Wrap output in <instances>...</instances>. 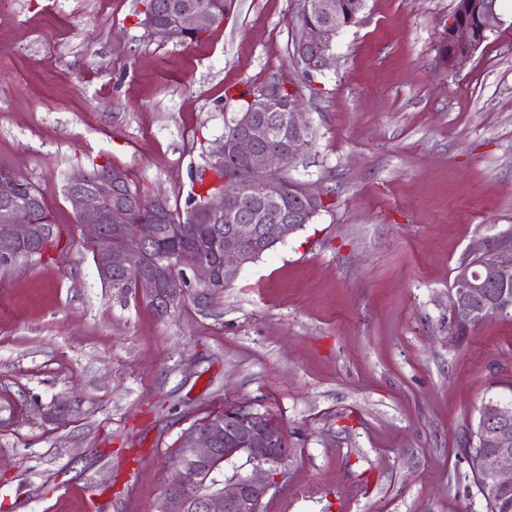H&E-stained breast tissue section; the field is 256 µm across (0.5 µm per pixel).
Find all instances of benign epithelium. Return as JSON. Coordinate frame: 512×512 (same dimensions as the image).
Segmentation results:
<instances>
[{
    "instance_id": "obj_1",
    "label": "benign epithelium",
    "mask_w": 512,
    "mask_h": 512,
    "mask_svg": "<svg viewBox=\"0 0 512 512\" xmlns=\"http://www.w3.org/2000/svg\"><path fill=\"white\" fill-rule=\"evenodd\" d=\"M142 25L146 32L166 41L184 42L189 35H203L216 24L212 14L187 6L172 16L166 32L159 33L154 24L155 3L143 8ZM500 24L496 0H457L448 22V40L455 47L448 66L455 67L472 57L473 53ZM342 26L331 21L317 32L322 47L318 57L300 65L312 72H323L330 67L331 39ZM231 135L222 138L211 151L207 171L231 170L244 166L250 173L266 176L285 168L295 152L268 147L276 134L273 124L258 112L240 114L232 125ZM309 123L300 110L298 99L288 104V132L295 144L304 143ZM127 172L105 166L90 181L83 170L71 175L73 188L67 192L78 223L82 224L87 241H108L95 256L94 266L100 281L112 283L114 274H139L146 266L145 252L157 237L155 222L145 221L138 226L136 239H127L138 202L112 196V186L126 183ZM21 182L13 173L0 170V252L5 264L18 269L28 265L39 251L43 240L52 233L53 225L33 221L40 201L32 199L25 207L10 203ZM262 210H279L291 197L296 207L281 217L279 223L269 226L266 239L283 242L302 228L301 220L323 195L309 190L303 184L292 188L279 178L267 179L262 184ZM240 197L235 193L218 195L211 204L213 213L226 211L234 216V223L226 227L222 271L224 280L252 261L258 250L260 226L257 217L242 215ZM486 263H464L457 267L451 285V297L456 314L471 324L489 316L512 319V244H501L485 249ZM181 274H168L149 280V299L157 303L158 311L166 315L179 308L189 293L194 302L203 307L213 293L217 280L213 264L194 251H182L177 256ZM477 442L484 449L477 459L479 469L478 493L488 501L501 491L512 487V403L490 400L479 413L471 429L469 442ZM188 448L185 460L172 465L173 475L168 482L156 512H261L262 501L279 476L278 470L288 460L289 449L283 430L269 420V416L251 405H240L224 412L222 417H211L193 425L183 436ZM246 457L253 465L252 473L237 475L223 489L207 494L192 490V484L211 480L212 474L223 464Z\"/></svg>"
}]
</instances>
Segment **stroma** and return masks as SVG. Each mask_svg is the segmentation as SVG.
<instances>
[{
  "label": "stroma",
  "mask_w": 512,
  "mask_h": 512,
  "mask_svg": "<svg viewBox=\"0 0 512 512\" xmlns=\"http://www.w3.org/2000/svg\"><path fill=\"white\" fill-rule=\"evenodd\" d=\"M303 5L235 0L175 43L138 0H0V169L61 233L0 268V512H155L183 432L244 404L290 449L262 512H488L463 448L485 402L512 400V321L458 335L450 285L512 236V0L454 69L455 0H365L314 83L294 57ZM273 82L312 131L286 173L323 210L225 283L217 315L121 300L66 175L107 163L184 209L236 95Z\"/></svg>",
  "instance_id": "1"
}]
</instances>
